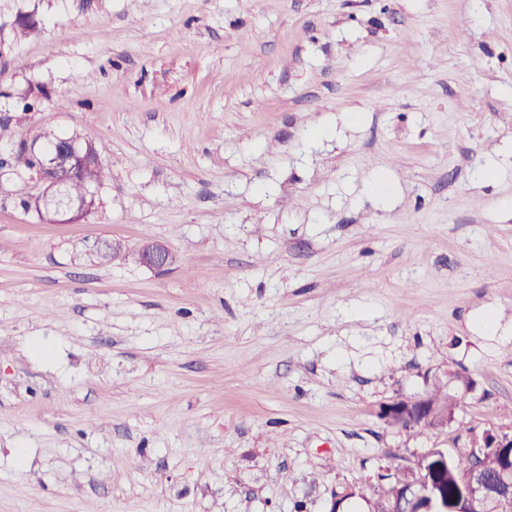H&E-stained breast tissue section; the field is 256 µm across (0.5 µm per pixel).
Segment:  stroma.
<instances>
[{
    "label": "stroma",
    "mask_w": 512,
    "mask_h": 512,
    "mask_svg": "<svg viewBox=\"0 0 512 512\" xmlns=\"http://www.w3.org/2000/svg\"><path fill=\"white\" fill-rule=\"evenodd\" d=\"M38 88L0 158L110 177L50 223L0 167V512H370L512 436V0H0V113ZM133 258L153 270L166 269L174 261L172 252L165 245L155 242L143 244ZM429 408L434 404L437 407L448 406V413L445 412L438 421L435 428L442 427L452 420L455 411L461 404L462 395L450 394L444 386L435 385L428 393Z\"/></svg>",
    "instance_id": "stroma-1"
}]
</instances>
